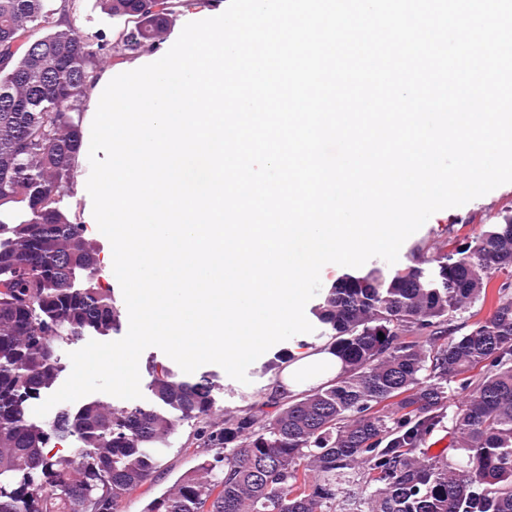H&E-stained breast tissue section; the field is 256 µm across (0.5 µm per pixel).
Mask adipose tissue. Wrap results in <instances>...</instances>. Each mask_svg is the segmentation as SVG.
Segmentation results:
<instances>
[{"instance_id": "obj_1", "label": "adipose tissue", "mask_w": 512, "mask_h": 512, "mask_svg": "<svg viewBox=\"0 0 512 512\" xmlns=\"http://www.w3.org/2000/svg\"><path fill=\"white\" fill-rule=\"evenodd\" d=\"M340 360L327 348L321 347L300 354L287 364L278 377L269 383L270 392L297 394L326 384L341 372Z\"/></svg>"}]
</instances>
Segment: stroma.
Segmentation results:
<instances>
[{"instance_id": "35a3bbf8", "label": "stroma", "mask_w": 512, "mask_h": 512, "mask_svg": "<svg viewBox=\"0 0 512 512\" xmlns=\"http://www.w3.org/2000/svg\"><path fill=\"white\" fill-rule=\"evenodd\" d=\"M510 210H512V183L501 185L463 206L440 210L404 242L396 265L400 268L409 265L417 255V246L425 245L433 249L448 236L455 237L457 243L468 244L477 236L482 221ZM321 341L322 331L317 328L313 332L296 335L272 346L270 354L260 356L248 367V381L244 384L230 378L218 365L201 366V373L209 375L217 384L213 392L215 421H223L225 413L236 410L258 394L265 392L266 384L272 377L268 367L271 354L283 351L296 353L301 351L302 347L312 348ZM191 431L190 423H182L177 433L170 439L161 468L128 495L126 512H142L150 500L159 496L180 475L196 466L199 456L195 448L187 444Z\"/></svg>"}]
</instances>
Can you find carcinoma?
Instances as JSON below:
<instances>
[{"instance_id":"1","label":"carcinoma","mask_w":512,"mask_h":512,"mask_svg":"<svg viewBox=\"0 0 512 512\" xmlns=\"http://www.w3.org/2000/svg\"><path fill=\"white\" fill-rule=\"evenodd\" d=\"M81 2L0 0V512H124L182 421L210 454L143 512H336L350 478L359 512H512V277L496 282L512 274L511 214L465 249L448 239L391 274L334 281L312 311L342 363L330 384L264 392L218 423L212 381L155 365L153 407L92 401L49 431L28 419L59 375L55 344L122 327L81 205H63L82 175L80 107L103 59L156 50L180 4L95 0L129 22L109 38L80 31ZM478 302L488 313L462 319ZM53 437L82 448L51 455Z\"/></svg>"}]
</instances>
